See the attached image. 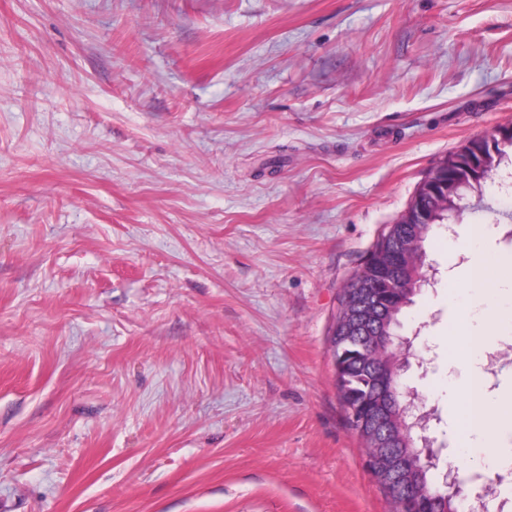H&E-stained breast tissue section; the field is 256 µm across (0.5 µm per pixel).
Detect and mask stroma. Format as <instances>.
<instances>
[{
  "label": "stroma",
  "mask_w": 512,
  "mask_h": 512,
  "mask_svg": "<svg viewBox=\"0 0 512 512\" xmlns=\"http://www.w3.org/2000/svg\"><path fill=\"white\" fill-rule=\"evenodd\" d=\"M512 124V0H0V512H390L335 386L344 288ZM424 243L405 380L512 401V189ZM498 335L449 365L448 309ZM512 512L497 447L462 448Z\"/></svg>",
  "instance_id": "1"
}]
</instances>
